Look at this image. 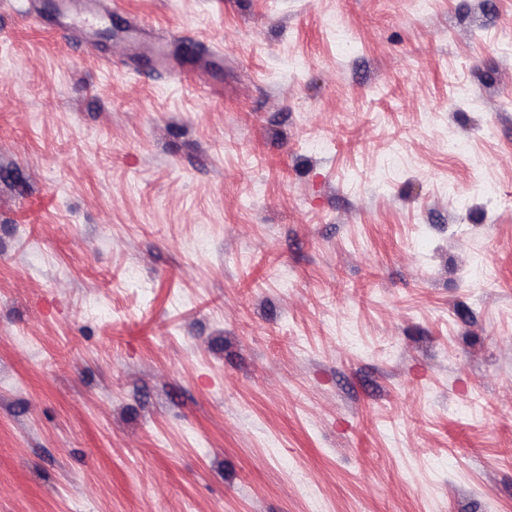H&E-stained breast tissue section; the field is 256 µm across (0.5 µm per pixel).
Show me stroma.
I'll list each match as a JSON object with an SVG mask.
<instances>
[{
	"label": "stroma",
	"instance_id": "stroma-1",
	"mask_svg": "<svg viewBox=\"0 0 512 512\" xmlns=\"http://www.w3.org/2000/svg\"><path fill=\"white\" fill-rule=\"evenodd\" d=\"M510 98L512 0H0V512H512Z\"/></svg>",
	"mask_w": 512,
	"mask_h": 512
}]
</instances>
